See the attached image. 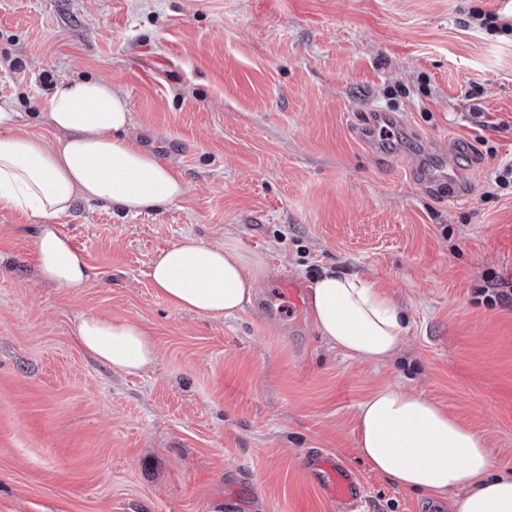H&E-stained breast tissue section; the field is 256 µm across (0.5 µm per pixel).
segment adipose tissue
<instances>
[{"label": "adipose tissue", "mask_w": 512, "mask_h": 512, "mask_svg": "<svg viewBox=\"0 0 512 512\" xmlns=\"http://www.w3.org/2000/svg\"><path fill=\"white\" fill-rule=\"evenodd\" d=\"M55 131L46 139L23 131L13 101L0 100V210L42 217L33 240L42 281L87 287L90 274L55 220L77 200H103L125 214L161 209L181 199L185 184L169 163L131 145L133 114L126 96L105 79L63 78L46 101ZM265 262L235 238L213 245L186 236L153 259L150 279L177 310L219 319L249 303ZM317 329L348 356L383 362L400 349L406 309L376 282L324 272L311 288ZM77 342L125 374L156 359L151 333L138 321L83 317ZM357 448L372 470L404 488L447 498L455 512H512V476L493 472L492 451L421 394L386 385L357 412Z\"/></svg>", "instance_id": "1"}]
</instances>
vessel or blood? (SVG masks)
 <instances>
[{
  "label": "vessel or blood",
  "mask_w": 512,
  "mask_h": 512,
  "mask_svg": "<svg viewBox=\"0 0 512 512\" xmlns=\"http://www.w3.org/2000/svg\"><path fill=\"white\" fill-rule=\"evenodd\" d=\"M307 473L322 500L330 503L335 512H358L365 487L342 461L329 454L314 453L308 460Z\"/></svg>",
  "instance_id": "obj_1"
}]
</instances>
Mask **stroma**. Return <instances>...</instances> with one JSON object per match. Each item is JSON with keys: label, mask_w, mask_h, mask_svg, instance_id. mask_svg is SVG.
Here are the masks:
<instances>
[{"label": "stroma", "mask_w": 512, "mask_h": 512, "mask_svg": "<svg viewBox=\"0 0 512 512\" xmlns=\"http://www.w3.org/2000/svg\"><path fill=\"white\" fill-rule=\"evenodd\" d=\"M474 12L512 18V0H0V97L25 128L49 135L56 80L108 79L137 146L187 187L140 215L77 201L58 228L85 288L41 282L36 217L0 211V512H333L312 450L359 476L363 512H452L360 456L358 407L384 385L485 434L512 474V184L494 183L512 40ZM444 167L452 182L426 187ZM187 234L265 257L250 303L213 319L155 293L152 260ZM326 269L406 308L395 356L349 357L294 322L282 280ZM89 314L139 321L155 363L95 360L76 341Z\"/></svg>", "instance_id": "1"}]
</instances>
